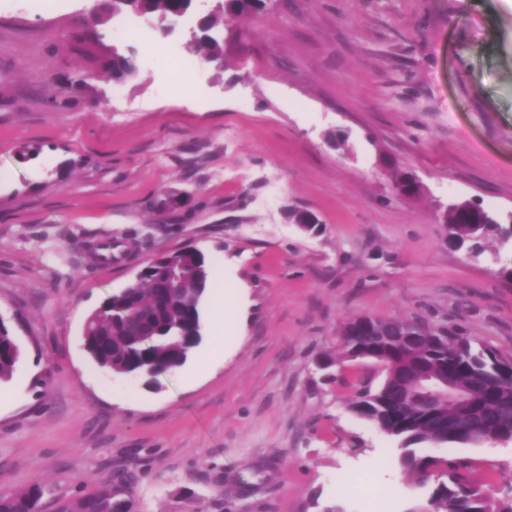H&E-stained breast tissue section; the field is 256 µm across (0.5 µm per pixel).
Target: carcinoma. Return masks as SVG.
I'll return each mask as SVG.
<instances>
[{
	"label": "carcinoma",
	"instance_id": "cac0c4a2",
	"mask_svg": "<svg viewBox=\"0 0 512 512\" xmlns=\"http://www.w3.org/2000/svg\"><path fill=\"white\" fill-rule=\"evenodd\" d=\"M184 0H100L101 13L144 15L162 23L178 19ZM267 0H221L206 15L203 32L190 40L208 63L224 58V46L208 36L230 21L243 23L264 11ZM112 79L123 82L140 75L141 63L131 47L113 51L106 65ZM501 233L494 217H470L448 211V244L471 243L484 251L483 241ZM176 265L180 278L168 286L166 272ZM132 288L108 296L85 323L90 357L113 372H137L149 380L180 369L197 346L196 331L212 284L205 256L189 247L155 255ZM397 326L406 341L388 336ZM343 356L354 348L379 351L389 359L390 374L374 391L358 392L351 403L393 433L400 441V464L410 473H423L436 461L425 449L476 446L487 436L512 435V361L471 336L445 332L420 318L378 320L374 329L358 336L340 337ZM22 352L10 329L0 320V382L12 379ZM446 375L466 392L464 403L427 399L409 369ZM131 476L118 472L79 498L60 500L56 512H132L125 495ZM44 489L39 483L18 492H0V512H41ZM431 512H512V500L497 502L473 483L465 460L448 462L443 480L429 496Z\"/></svg>",
	"mask_w": 512,
	"mask_h": 512
}]
</instances>
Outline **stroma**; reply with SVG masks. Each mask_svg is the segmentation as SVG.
I'll return each instance as SVG.
<instances>
[{
    "label": "stroma",
    "instance_id": "1",
    "mask_svg": "<svg viewBox=\"0 0 512 512\" xmlns=\"http://www.w3.org/2000/svg\"><path fill=\"white\" fill-rule=\"evenodd\" d=\"M94 7L0 0V317L23 353L0 384V491L40 483L54 512L124 471L135 512H364L366 473L393 512H426L396 441L350 406L384 375L342 358L338 331L419 317L512 360V240L469 257L441 209L512 210V0H278L224 38L220 65L191 49L187 21L152 24L156 49L126 82L102 62L133 46L134 17ZM87 70L88 88L59 94ZM395 168L422 193L397 197ZM183 192L184 208L151 206ZM108 240L128 256L92 261L87 245ZM188 246L243 309L202 343L210 366L152 390L90 362L89 313ZM433 454L512 499V443Z\"/></svg>",
    "mask_w": 512,
    "mask_h": 512
}]
</instances>
